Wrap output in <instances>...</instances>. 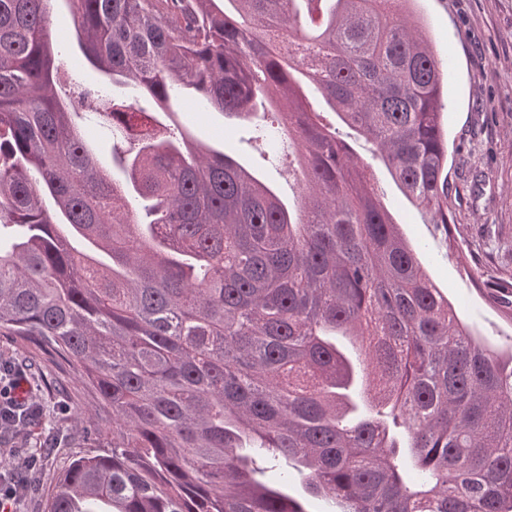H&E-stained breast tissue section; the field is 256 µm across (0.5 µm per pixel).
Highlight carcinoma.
Segmentation results:
<instances>
[{
    "instance_id": "cac0c4a2",
    "label": "carcinoma",
    "mask_w": 512,
    "mask_h": 512,
    "mask_svg": "<svg viewBox=\"0 0 512 512\" xmlns=\"http://www.w3.org/2000/svg\"><path fill=\"white\" fill-rule=\"evenodd\" d=\"M51 2L0 0V336L79 367L112 451L47 512H308L297 478L338 512H512V347L461 322L302 93L450 224L448 76L411 0H63L109 78L70 95ZM190 90L243 122L270 106L249 142L288 158L293 205L139 106ZM257 456L293 471L266 482Z\"/></svg>"
}]
</instances>
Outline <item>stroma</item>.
Instances as JSON below:
<instances>
[{"label": "stroma", "mask_w": 512, "mask_h": 512, "mask_svg": "<svg viewBox=\"0 0 512 512\" xmlns=\"http://www.w3.org/2000/svg\"><path fill=\"white\" fill-rule=\"evenodd\" d=\"M417 6L437 59L452 64L443 109L450 225L430 223L376 160H370L371 182L459 316L483 339L505 346L512 343V321L479 282L493 272L512 276V0H417ZM53 35L67 70L87 86L103 82L81 55L62 0L54 5ZM174 120L199 141L233 155L282 199H291L287 171L243 142L238 120L199 109L189 94L177 104ZM452 238L462 241V248H449ZM37 367L40 380L31 394L39 414L24 431L13 433L16 452L7 469L23 477L30 471L29 457H38V491L21 498L16 512H44L75 459L112 450V424L74 368L44 354L38 355Z\"/></svg>", "instance_id": "stroma-1"}]
</instances>
